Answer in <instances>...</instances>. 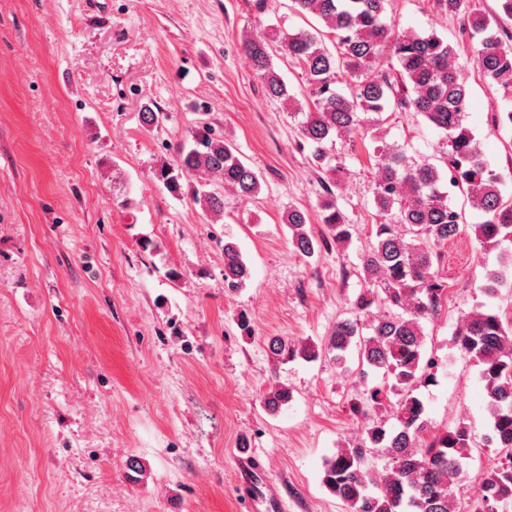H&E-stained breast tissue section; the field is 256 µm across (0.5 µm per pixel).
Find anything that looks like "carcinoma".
I'll use <instances>...</instances> for the list:
<instances>
[{
	"label": "carcinoma",
	"instance_id": "obj_1",
	"mask_svg": "<svg viewBox=\"0 0 512 512\" xmlns=\"http://www.w3.org/2000/svg\"><path fill=\"white\" fill-rule=\"evenodd\" d=\"M302 15L319 18L324 29L272 33L246 40L243 49L251 59L264 95L286 103L295 100L288 84L272 63V43L304 70L312 106L302 113L301 135L311 147L318 168L330 166L327 143L361 125L360 114L380 113L394 104L410 105L448 140V182L429 163L412 164L397 149L371 136L378 178L374 201L389 221L374 225L375 241L362 257L368 285L355 301L363 311L374 300L386 312L363 333L358 319L336 323L327 351L341 361L356 347L362 365L385 376L384 384L351 404L354 414L388 409L397 426L375 425L357 448H341L326 460L322 483L348 508V512H457L455 493L463 477V460L476 442L472 427L433 433L417 387L433 381L431 360L423 351L422 320L438 315L447 296L444 281L434 270L438 248L458 237L462 212L449 202L450 190L466 195L482 216L472 225L475 239L496 248L512 242V201L504 199L499 177L485 159L474 132L464 124L469 95L461 79L457 52L435 33L420 35L400 31L385 20L386 0H291ZM440 7L461 16L479 36L477 55L483 75L497 82L512 98V34L497 21L470 9V0H438ZM334 49H329L326 41ZM396 60L390 77L375 70L381 56ZM355 82L356 93L346 97L336 90L338 77ZM192 145L181 147L171 163L156 170L157 179L172 193L191 187L195 203L209 216L224 214V189L250 199L260 191L258 175L236 149L201 121L191 132ZM292 232L295 252L311 257L326 239L308 227V215L290 209L284 216ZM322 223L329 239L343 244L351 237L333 200L323 204ZM224 287L233 293L243 287L250 270L237 245L224 242ZM502 269L487 274L485 292L493 297L512 288L507 269L512 251L501 255ZM458 350L479 367L492 418L484 441L502 449L498 464L486 470L480 482L482 508L490 512L512 504V315L500 307L476 311L455 333ZM273 350L313 361L319 351L311 346L295 349L288 342L272 341ZM397 400H392L391 396ZM290 392L273 388L266 395L268 409L288 404ZM379 453L391 460L385 475L375 478L367 466L368 455Z\"/></svg>",
	"mask_w": 512,
	"mask_h": 512
}]
</instances>
